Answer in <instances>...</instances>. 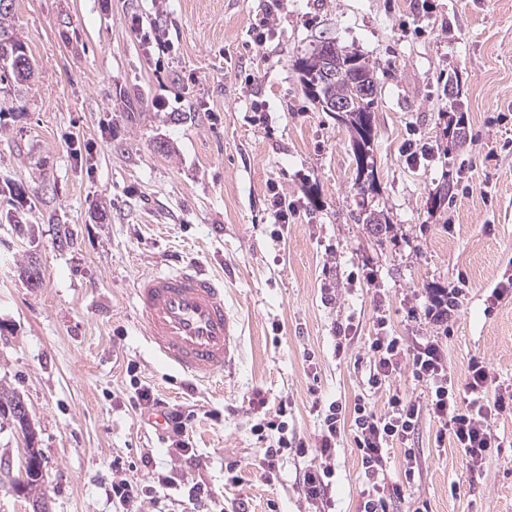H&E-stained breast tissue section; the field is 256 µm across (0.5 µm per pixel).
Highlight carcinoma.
I'll return each mask as SVG.
<instances>
[{
    "label": "carcinoma",
    "mask_w": 512,
    "mask_h": 512,
    "mask_svg": "<svg viewBox=\"0 0 512 512\" xmlns=\"http://www.w3.org/2000/svg\"><path fill=\"white\" fill-rule=\"evenodd\" d=\"M8 37L14 42L0 44V84H25L34 76V67L27 54L24 43L14 38V33L7 26L0 24V38ZM339 59L344 65V76L330 79L327 77L326 58ZM301 81L307 95L319 103L324 111H329V104L338 100L350 105L348 125L352 132V149L356 162V185L360 194L376 192V170L374 169V113L378 80L375 67L366 59L352 51L336 47L332 41L321 42V48L311 55L298 60ZM23 401L17 395L0 391V417H9L23 431L30 430V425L17 420L19 407ZM43 478L42 457L35 458V464L28 466L24 473L13 477L11 486L22 485L33 490Z\"/></svg>",
    "instance_id": "1"
}]
</instances>
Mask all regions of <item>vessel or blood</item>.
<instances>
[{"mask_svg":"<svg viewBox=\"0 0 512 512\" xmlns=\"http://www.w3.org/2000/svg\"><path fill=\"white\" fill-rule=\"evenodd\" d=\"M134 295L148 344L181 374L207 381L234 361L239 321L223 284L194 264L140 278Z\"/></svg>","mask_w":512,"mask_h":512,"instance_id":"obj_1","label":"vessel or blood"}]
</instances>
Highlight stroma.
Wrapping results in <instances>:
<instances>
[{
    "mask_svg": "<svg viewBox=\"0 0 512 512\" xmlns=\"http://www.w3.org/2000/svg\"><path fill=\"white\" fill-rule=\"evenodd\" d=\"M431 3L15 0L5 22L35 78L0 92V389L28 408L50 512H119L116 476L150 490L141 512H192L198 481L212 512H315L294 446L316 442L330 403L380 414L394 393L427 401L407 363L368 386L381 318L410 345L441 337L456 385L478 360L491 392L512 393V293L491 298L512 282V0ZM264 19L273 36L259 46ZM323 37L376 70L379 193L358 195L347 127L304 93L295 62ZM452 119L462 143L446 135ZM411 139L432 147L428 160L407 162ZM273 183L297 207L280 241ZM369 211L387 233L364 223ZM188 261L223 279L240 321L234 366L206 382L147 349L133 293ZM32 263L38 288L23 278ZM438 287L462 291L444 328L424 314ZM340 323L353 326L341 350ZM134 376L192 412L197 464L166 453L133 405ZM281 408L292 447L267 473L252 427ZM488 423L500 447L473 471L436 447L440 423L422 414L389 451L387 481L403 489L390 512H512V409ZM353 437L337 439L325 512L360 510Z\"/></svg>",
    "mask_w": 512,
    "mask_h": 512,
    "instance_id": "35a3bbf8",
    "label": "stroma"
}]
</instances>
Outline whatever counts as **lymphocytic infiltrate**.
<instances>
[{
    "label": "lymphocytic infiltrate",
    "mask_w": 512,
    "mask_h": 512,
    "mask_svg": "<svg viewBox=\"0 0 512 512\" xmlns=\"http://www.w3.org/2000/svg\"><path fill=\"white\" fill-rule=\"evenodd\" d=\"M368 383L379 387L388 381L401 367L402 359H410L411 371L417 381L430 390L427 406L392 395L383 414H376L365 404L354 406L352 417H345L342 405L328 407L324 428L311 449H300L301 457H313L302 476L303 493L307 501H323L333 475L327 462L336 451V438L345 422H352L354 442L360 453L361 467L366 479L363 491V512H389V504L400 496V487H389L384 471L388 450L396 441H403L415 431L423 410H430L441 420L436 434L437 443L452 441L465 456L471 468H480L498 441L486 425V418L502 409V399H489V371L480 361L469 366V376L464 387H457L448 372L445 354L438 337L432 336L414 345H407L401 337L379 329L368 348ZM134 405L144 415L163 411L165 416L166 443L174 453L185 460L196 461L197 456L187 440L190 418L177 408L163 409L150 388L134 383ZM467 393V402H459L460 393Z\"/></svg>",
    "instance_id": "f902f5d3"
}]
</instances>
